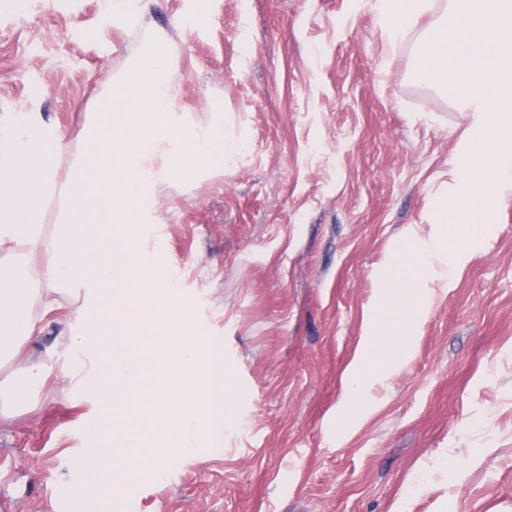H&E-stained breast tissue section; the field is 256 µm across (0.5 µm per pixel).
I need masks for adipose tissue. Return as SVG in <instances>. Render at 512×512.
Returning <instances> with one entry per match:
<instances>
[{"label":"adipose tissue","mask_w":512,"mask_h":512,"mask_svg":"<svg viewBox=\"0 0 512 512\" xmlns=\"http://www.w3.org/2000/svg\"><path fill=\"white\" fill-rule=\"evenodd\" d=\"M374 7L395 44L436 10L414 66L473 123L448 169L455 200L437 203L428 233L408 227L382 266L336 407L337 419L351 424L377 410L373 389L402 369L436 304L494 231L498 200L512 193V0ZM171 72L168 41L152 39L109 78L75 145L40 122L0 117V416L44 389L45 363L27 346L50 313L68 308L60 336L96 356V391L114 408L137 406L123 438L104 421L101 445L80 459L99 491L218 436L231 399L218 345L198 334L190 302L167 284L166 253L143 250L132 233L154 221L160 184L223 171L240 147L224 136L220 104L199 118L182 111ZM137 443L151 456L134 452Z\"/></svg>","instance_id":"ef3b65f1"}]
</instances>
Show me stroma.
I'll use <instances>...</instances> for the list:
<instances>
[{
	"label": "stroma",
	"mask_w": 512,
	"mask_h": 512,
	"mask_svg": "<svg viewBox=\"0 0 512 512\" xmlns=\"http://www.w3.org/2000/svg\"><path fill=\"white\" fill-rule=\"evenodd\" d=\"M157 34L178 105L221 101L245 143L220 174L164 187L159 223L137 228L222 350L223 446L197 439L164 472L72 500L112 413L72 350L47 361L72 373L67 393L0 419V512H512V195L385 403L336 434L382 264L405 228L427 230L471 123L417 76V35L393 46L367 0H36L25 18L0 0V114L76 142L108 76Z\"/></svg>",
	"instance_id": "stroma-1"
}]
</instances>
